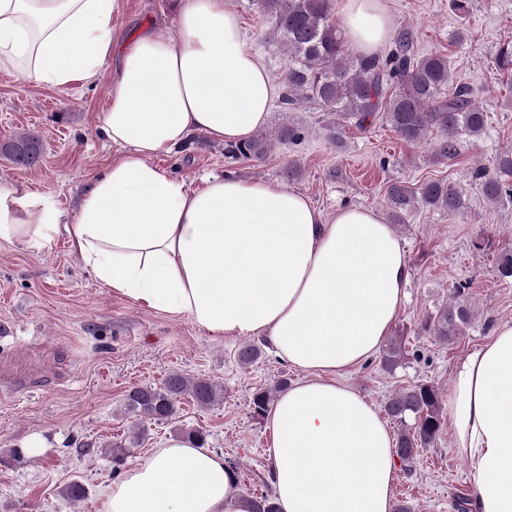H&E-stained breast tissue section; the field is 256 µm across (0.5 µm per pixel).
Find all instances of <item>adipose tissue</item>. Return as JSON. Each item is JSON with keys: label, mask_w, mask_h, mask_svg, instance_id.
I'll return each instance as SVG.
<instances>
[{"label": "adipose tissue", "mask_w": 512, "mask_h": 512, "mask_svg": "<svg viewBox=\"0 0 512 512\" xmlns=\"http://www.w3.org/2000/svg\"><path fill=\"white\" fill-rule=\"evenodd\" d=\"M229 0H181L175 36L119 40L120 0H0V70L64 90L109 80L100 135L119 148L86 186L71 224L47 198L0 191V240L71 249L106 288L187 317L214 339L265 338L301 377L267 413L278 512H391L393 438L340 382L394 324L408 255L379 211L325 214L267 180L190 188L152 164L196 133L226 142L263 126L275 93ZM360 52L391 28L381 0H342ZM446 407L475 492L472 512H512V324L457 367ZM105 512H251L222 454L175 438L113 483Z\"/></svg>", "instance_id": "adipose-tissue-1"}]
</instances>
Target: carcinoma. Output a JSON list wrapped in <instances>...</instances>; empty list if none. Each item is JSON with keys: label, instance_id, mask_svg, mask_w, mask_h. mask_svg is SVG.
<instances>
[{"label": "carcinoma", "instance_id": "obj_1", "mask_svg": "<svg viewBox=\"0 0 512 512\" xmlns=\"http://www.w3.org/2000/svg\"><path fill=\"white\" fill-rule=\"evenodd\" d=\"M257 5L272 20V37L287 55L279 100L282 111L308 101L336 115V123L329 126L334 140L341 134L345 119L364 129L380 117L410 144L420 143L436 131L440 133L436 153L443 158L459 154V134L471 138L482 135L486 112L476 95L466 86L453 85L448 57L440 53L416 55L408 33H398L383 55L354 54L343 29L333 21L335 0H257ZM300 138V129L285 120L275 137L260 131L243 143L227 145L224 154L233 159L260 160L276 144ZM0 149L21 167L31 168L41 161L39 140L32 135ZM472 178L486 197L512 200V151L497 156L493 167L472 171ZM386 197L390 217L397 223L418 203L450 218L467 208L463 192L441 181L425 182L418 188L396 181L387 186ZM473 320L471 306L455 299L428 315L421 329L453 343L467 334ZM403 357L402 340L391 337L382 348L383 368H395ZM186 394L205 407L221 398L222 388L208 379L172 373L162 387H138L125 401L128 412L162 422L176 414ZM271 401L272 392L256 389L251 399L253 414L264 416ZM385 412L398 426L396 454L404 472L409 473L419 451L433 446L442 432L441 394L431 384L411 385L386 402Z\"/></svg>", "mask_w": 512, "mask_h": 512}]
</instances>
